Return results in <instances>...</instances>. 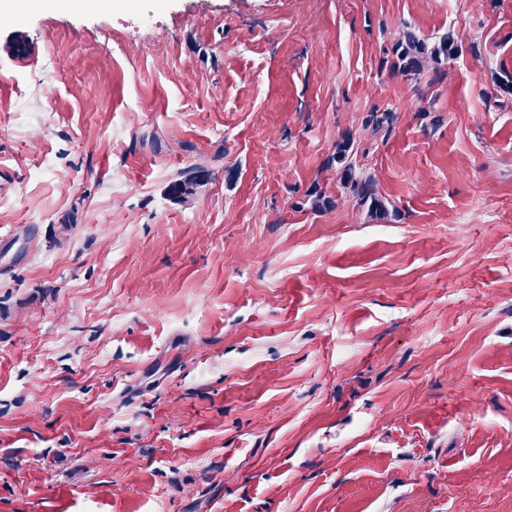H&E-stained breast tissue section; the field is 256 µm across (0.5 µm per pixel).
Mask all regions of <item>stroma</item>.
<instances>
[{
	"label": "stroma",
	"instance_id": "stroma-1",
	"mask_svg": "<svg viewBox=\"0 0 512 512\" xmlns=\"http://www.w3.org/2000/svg\"><path fill=\"white\" fill-rule=\"evenodd\" d=\"M511 79L512 0H15L0 512H512ZM459 43L460 38L450 31L438 41L430 42L411 29H404L393 45L395 67L409 80L416 81L428 71L439 78L443 74L441 65L459 55ZM355 138L352 130H346L336 142L335 151L329 155L323 165L326 170H334L342 185L348 191L355 205L366 210L368 217L375 221L389 218L387 204L377 194L371 176L357 173L350 156ZM210 178L208 166L196 164L188 175L169 185L168 195L175 203H185L194 197Z\"/></svg>",
	"mask_w": 512,
	"mask_h": 512
}]
</instances>
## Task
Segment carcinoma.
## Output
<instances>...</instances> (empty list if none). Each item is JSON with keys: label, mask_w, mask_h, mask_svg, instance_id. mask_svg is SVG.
Wrapping results in <instances>:
<instances>
[{"label": "carcinoma", "mask_w": 512, "mask_h": 512, "mask_svg": "<svg viewBox=\"0 0 512 512\" xmlns=\"http://www.w3.org/2000/svg\"><path fill=\"white\" fill-rule=\"evenodd\" d=\"M460 50V38L452 32L431 42L408 28L399 33L393 45L395 67L407 79L414 81L428 71L433 72L434 77H440L441 65L454 60ZM354 142L353 131L343 132L340 140L336 142L335 151L327 157L324 168L336 172L343 187L348 190V196L354 200L358 208L366 211L370 219L385 221L389 218V209L377 194L371 176L358 173L351 162ZM210 178L208 166L197 164L188 175L169 185L168 195L175 203H185L194 197ZM307 202L316 211L326 210L334 205V201L317 188L308 194Z\"/></svg>", "instance_id": "carcinoma-1"}]
</instances>
